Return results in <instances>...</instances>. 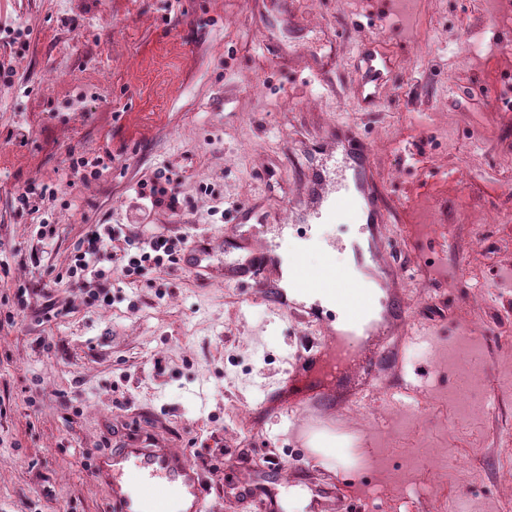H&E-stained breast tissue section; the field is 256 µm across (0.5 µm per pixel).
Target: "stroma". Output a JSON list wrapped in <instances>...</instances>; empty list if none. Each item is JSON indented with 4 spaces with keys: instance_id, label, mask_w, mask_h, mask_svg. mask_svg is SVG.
<instances>
[{
    "instance_id": "1",
    "label": "stroma",
    "mask_w": 512,
    "mask_h": 512,
    "mask_svg": "<svg viewBox=\"0 0 512 512\" xmlns=\"http://www.w3.org/2000/svg\"><path fill=\"white\" fill-rule=\"evenodd\" d=\"M362 0H0V303L26 289L40 305L92 224L143 234L197 235L224 262L239 207L289 218L320 136L348 124L371 147L391 203L448 198V280L430 279L432 249L385 227L405 267L400 286L423 343L352 405L266 407L286 360L323 331L248 301V289L181 268L113 276L111 304L78 289L51 295L66 315L28 312L0 325V512H105L90 474L117 438L149 440L196 465L204 512H268L239 481H276L336 512H512V110L498 100L506 63L492 40L496 0H399L363 20ZM393 54L367 62L362 42ZM333 89L300 88L317 59ZM374 93L378 104L361 111ZM111 151L97 177L69 152ZM180 180L178 214L141 212L137 192L158 172ZM36 185L40 214L19 213ZM56 227L38 241L40 219ZM479 351L445 361L462 334ZM483 408L458 410L469 377ZM416 405L407 423V405ZM314 429L352 438L363 466L329 474L310 458Z\"/></svg>"
}]
</instances>
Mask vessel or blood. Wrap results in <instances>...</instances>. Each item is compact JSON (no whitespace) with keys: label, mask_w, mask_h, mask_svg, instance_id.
Returning a JSON list of instances; mask_svg holds the SVG:
<instances>
[{"label":"vessel or blood","mask_w":512,"mask_h":512,"mask_svg":"<svg viewBox=\"0 0 512 512\" xmlns=\"http://www.w3.org/2000/svg\"><path fill=\"white\" fill-rule=\"evenodd\" d=\"M319 145L327 160L335 161V173L314 168L305 179L304 206L295 220L332 222L341 214L360 211L367 244L351 242L349 267L336 266L332 251H324L323 263L312 270L297 269V298L268 278L279 264L272 245L254 246L253 211L240 209L233 231L224 237V278L255 289L262 299L285 310L301 311L311 322L342 321L344 327L329 342L307 347L299 359V371L287 372L280 387L268 394L265 404L280 410L307 408L325 398L347 399L366 387L369 377L389 365L394 345L385 341L390 329L407 324L408 312L394 283L402 266L385 256L384 226L388 210L384 191L373 176L374 158L355 129L336 125ZM429 221L416 222V208L401 214L405 235L417 243L435 245L431 271L446 278L447 227L441 222L437 200H428ZM212 249L207 241L193 243L182 255V266L193 272L211 270ZM95 481L109 490L115 512H202V485L196 466L172 449L146 443H123L96 455L91 471Z\"/></svg>","instance_id":"b4317fda"}]
</instances>
